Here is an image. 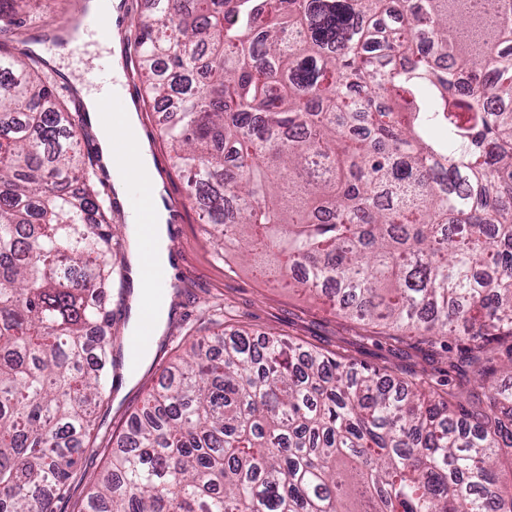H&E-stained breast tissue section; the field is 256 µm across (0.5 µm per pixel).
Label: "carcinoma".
Wrapping results in <instances>:
<instances>
[{"label":"carcinoma","mask_w":512,"mask_h":512,"mask_svg":"<svg viewBox=\"0 0 512 512\" xmlns=\"http://www.w3.org/2000/svg\"><path fill=\"white\" fill-rule=\"evenodd\" d=\"M34 2L0 0V33ZM131 39L212 235L431 370L218 305L77 512H512V0H154ZM47 66L0 52V512H54L84 475L124 281Z\"/></svg>","instance_id":"carcinoma-1"}]
</instances>
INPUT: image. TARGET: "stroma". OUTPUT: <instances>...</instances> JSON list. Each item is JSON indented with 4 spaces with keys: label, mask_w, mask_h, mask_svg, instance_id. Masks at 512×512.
Segmentation results:
<instances>
[{
    "label": "stroma",
    "mask_w": 512,
    "mask_h": 512,
    "mask_svg": "<svg viewBox=\"0 0 512 512\" xmlns=\"http://www.w3.org/2000/svg\"><path fill=\"white\" fill-rule=\"evenodd\" d=\"M101 46V41L94 37L88 49L60 57L70 77L96 91L101 88L98 77L103 63ZM133 103L140 116L141 135L151 148L166 196L181 204L178 217L171 222L169 240V248L176 257L171 279L175 290L171 317L165 344L157 346L152 363L138 370L134 383H127L124 366L120 364L113 369L117 391L109 404L98 411L95 418L98 437L92 450L84 455L88 478L75 483L69 496L57 502L56 512H72L76 500L89 486V477L103 469L110 438L123 432L131 411L178 355L179 343L207 321L205 302L223 304L225 321L236 328L253 333L271 332L370 365H385L404 377L415 374L425 364L419 350L374 335L369 326L334 312L322 300L281 287L274 275L259 274L255 264L220 259L204 232L198 212L187 202L189 187L172 168L159 136L163 113L149 111L143 89H136Z\"/></svg>",
    "instance_id": "stroma-1"
}]
</instances>
